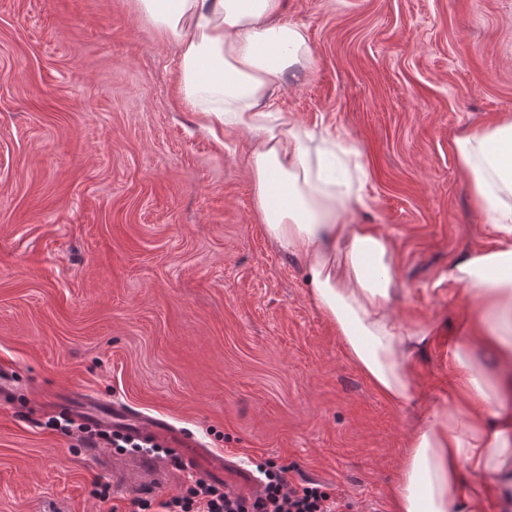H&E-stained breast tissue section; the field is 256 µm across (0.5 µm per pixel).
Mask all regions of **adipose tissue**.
I'll use <instances>...</instances> for the list:
<instances>
[{
  "instance_id": "ef3b65f1",
  "label": "adipose tissue",
  "mask_w": 512,
  "mask_h": 512,
  "mask_svg": "<svg viewBox=\"0 0 512 512\" xmlns=\"http://www.w3.org/2000/svg\"><path fill=\"white\" fill-rule=\"evenodd\" d=\"M141 17L179 45L184 107L208 130L246 141L253 205L264 233L303 257L309 300L336 327L348 359L386 399L414 401L412 363L427 352L430 326L407 325L392 304L410 291L396 271L389 236L354 223L369 201L364 167L341 133L315 136L282 120L277 94L287 77L310 72L312 49L282 16L283 0H138ZM454 151L474 202L497 235L491 249L463 253L448 280L474 300L468 326L448 351L455 408L439 404L407 438L392 496L394 512H490L512 487V117L461 133ZM504 365L485 378L476 349ZM489 476L476 488L472 479Z\"/></svg>"
}]
</instances>
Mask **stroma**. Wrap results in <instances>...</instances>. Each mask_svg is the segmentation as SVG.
<instances>
[{
  "instance_id": "35a3bbf8",
  "label": "stroma",
  "mask_w": 512,
  "mask_h": 512,
  "mask_svg": "<svg viewBox=\"0 0 512 512\" xmlns=\"http://www.w3.org/2000/svg\"><path fill=\"white\" fill-rule=\"evenodd\" d=\"M311 73L282 117L339 130L369 173L359 224L394 242L404 323L436 327L398 406L308 300L253 212L246 143L179 100L178 49L136 0H0V512H126L131 489L65 435L79 387L164 415L248 467L274 462L393 512L414 420L448 394L469 314L448 267L496 235L453 141L512 116V0H284Z\"/></svg>"
}]
</instances>
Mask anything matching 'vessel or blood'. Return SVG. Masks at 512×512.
Segmentation results:
<instances>
[{
    "label": "vessel or blood",
    "mask_w": 512,
    "mask_h": 512,
    "mask_svg": "<svg viewBox=\"0 0 512 512\" xmlns=\"http://www.w3.org/2000/svg\"><path fill=\"white\" fill-rule=\"evenodd\" d=\"M58 400L66 414L81 418L86 425L121 431L159 445L165 449L170 463L194 475L231 484L251 495L261 490L258 480L243 463L207 448L191 431L176 427L166 419L72 389L59 393ZM171 475L168 466H162L156 456L140 453L126 456L122 467L114 470L113 479L118 486L148 492L167 482Z\"/></svg>",
    "instance_id": "b4317fda"
}]
</instances>
